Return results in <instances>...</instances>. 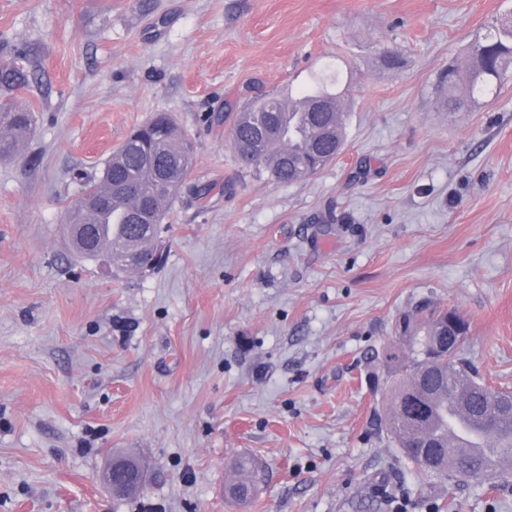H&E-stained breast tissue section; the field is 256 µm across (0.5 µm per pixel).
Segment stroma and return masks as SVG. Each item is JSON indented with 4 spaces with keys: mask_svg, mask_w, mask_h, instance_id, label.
Returning a JSON list of instances; mask_svg holds the SVG:
<instances>
[{
    "mask_svg": "<svg viewBox=\"0 0 512 512\" xmlns=\"http://www.w3.org/2000/svg\"><path fill=\"white\" fill-rule=\"evenodd\" d=\"M153 2L0 0L38 112L0 160V512H383L396 485L404 512H512L488 478L428 505L373 424V357L424 300L465 317V358L512 391V76L474 111L436 107L512 0ZM333 74L341 154L294 183L243 170L225 112ZM158 112L192 167L163 264L115 278L69 254L73 175ZM116 450L147 465L136 497L100 479ZM238 457L262 470L245 504L224 496Z\"/></svg>",
    "mask_w": 512,
    "mask_h": 512,
    "instance_id": "35a3bbf8",
    "label": "stroma"
}]
</instances>
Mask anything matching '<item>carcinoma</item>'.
I'll use <instances>...</instances> for the list:
<instances>
[{"label":"carcinoma","mask_w":512,"mask_h":512,"mask_svg":"<svg viewBox=\"0 0 512 512\" xmlns=\"http://www.w3.org/2000/svg\"><path fill=\"white\" fill-rule=\"evenodd\" d=\"M512 68V20L496 23L478 36L466 56L451 64L442 76L438 105L446 112L468 111L486 102L493 86L502 84ZM35 69L22 53L0 58V158L17 153L35 124L31 107L15 103L18 93L34 77ZM301 97L317 112H282L272 93L250 97L235 113L230 142L237 156L248 159V169L277 182L310 177L335 159L345 145L346 109L336 110L341 95L332 84L314 81ZM278 144L279 161L268 160L266 146ZM194 157V143L165 113L135 128L107 161L98 177L78 176L84 200L97 202L87 208L77 203L66 211L68 223H88L87 211L99 213L94 236L138 240L144 237L132 223L130 211L118 212L112 200L130 207H146L161 224L184 184ZM401 345L383 351L381 362L388 376L382 385L387 409L381 418L387 434L410 464L419 480L430 486L450 481L495 475L503 482L512 477V463L493 467L485 449L502 442L512 449V392L487 385L470 366L448 354V309L431 303L396 322ZM463 375L475 395L467 410L483 427V443L473 454L460 453L448 444V407L457 400L448 373ZM239 478L225 487L228 497L245 501L256 490L255 467L248 459L235 465Z\"/></svg>","instance_id":"1"}]
</instances>
